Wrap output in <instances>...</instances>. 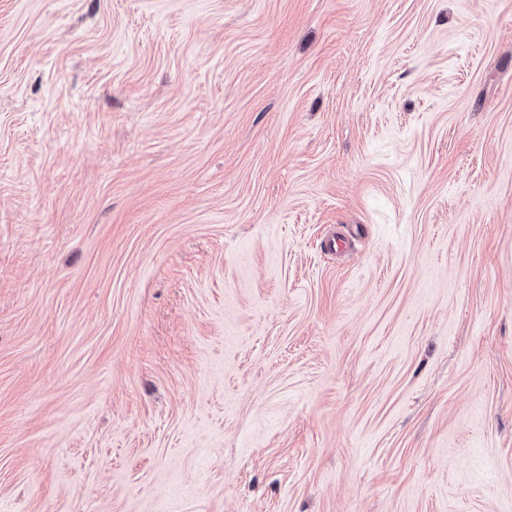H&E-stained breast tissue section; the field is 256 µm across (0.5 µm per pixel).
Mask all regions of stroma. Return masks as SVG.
Masks as SVG:
<instances>
[{
	"label": "stroma",
	"mask_w": 512,
	"mask_h": 512,
	"mask_svg": "<svg viewBox=\"0 0 512 512\" xmlns=\"http://www.w3.org/2000/svg\"><path fill=\"white\" fill-rule=\"evenodd\" d=\"M0 512H512V0H0Z\"/></svg>",
	"instance_id": "35a3bbf8"
}]
</instances>
